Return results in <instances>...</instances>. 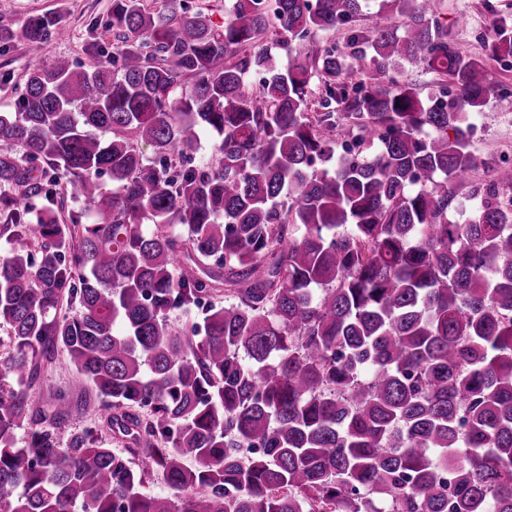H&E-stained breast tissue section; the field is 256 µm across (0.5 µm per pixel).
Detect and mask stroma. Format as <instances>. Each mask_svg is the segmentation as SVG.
Segmentation results:
<instances>
[{
  "instance_id": "stroma-1",
  "label": "stroma",
  "mask_w": 512,
  "mask_h": 512,
  "mask_svg": "<svg viewBox=\"0 0 512 512\" xmlns=\"http://www.w3.org/2000/svg\"><path fill=\"white\" fill-rule=\"evenodd\" d=\"M437 18L447 26L448 33L463 50L473 56L487 58L489 81L496 88L512 90V55L491 57L489 46L494 37V26L502 16L512 17V0H431ZM112 12V0H0V29L20 27L35 14H62L68 33L44 49L36 44H1L0 73L7 72L11 81L0 88V111L10 109L25 90L27 73L35 65L52 57H63L88 66L91 43L105 47L114 43L113 31L98 27ZM470 141L475 155L471 179L485 182L500 167L503 156H512V112L487 107L474 114ZM73 368L65 353H58L43 370L38 390L43 397L52 398L65 393L69 396V415L66 431H79L96 426L99 439L114 451L127 453V440L114 434L106 421L88 417L80 406L82 397H96L94 386H74Z\"/></svg>"
}]
</instances>
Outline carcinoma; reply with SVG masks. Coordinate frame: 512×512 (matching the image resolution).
<instances>
[{
  "mask_svg": "<svg viewBox=\"0 0 512 512\" xmlns=\"http://www.w3.org/2000/svg\"><path fill=\"white\" fill-rule=\"evenodd\" d=\"M373 8L405 21L359 27ZM104 27L0 112V512H512V167L469 180V119L512 92L486 61L424 0H225L222 29L112 0ZM336 29L345 51L311 41ZM58 350L144 466L63 435L67 396L35 392ZM151 466L173 496L141 492Z\"/></svg>",
  "mask_w": 512,
  "mask_h": 512,
  "instance_id": "obj_1",
  "label": "carcinoma"
}]
</instances>
